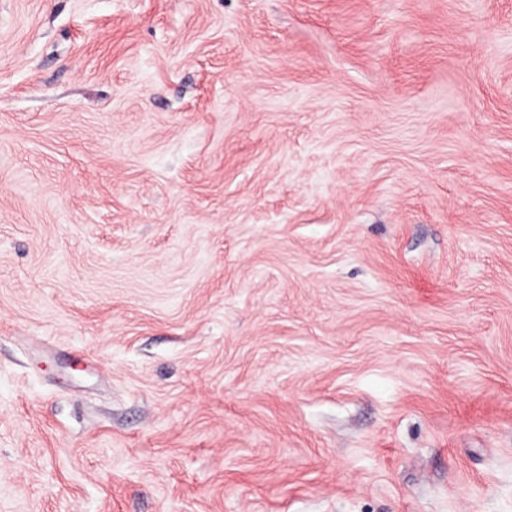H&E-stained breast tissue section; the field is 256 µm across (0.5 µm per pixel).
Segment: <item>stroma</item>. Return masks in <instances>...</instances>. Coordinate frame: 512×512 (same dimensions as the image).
I'll list each match as a JSON object with an SVG mask.
<instances>
[{
	"label": "stroma",
	"mask_w": 512,
	"mask_h": 512,
	"mask_svg": "<svg viewBox=\"0 0 512 512\" xmlns=\"http://www.w3.org/2000/svg\"><path fill=\"white\" fill-rule=\"evenodd\" d=\"M0 512H512V0H0Z\"/></svg>",
	"instance_id": "35a3bbf8"
}]
</instances>
